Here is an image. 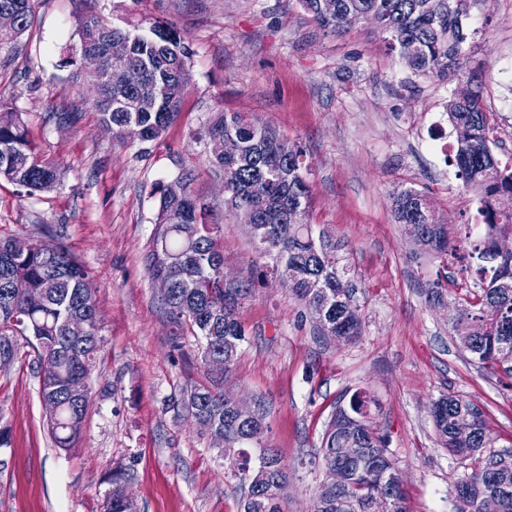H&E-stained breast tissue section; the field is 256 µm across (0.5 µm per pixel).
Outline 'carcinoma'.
Listing matches in <instances>:
<instances>
[{"label": "carcinoma", "instance_id": "carcinoma-1", "mask_svg": "<svg viewBox=\"0 0 512 512\" xmlns=\"http://www.w3.org/2000/svg\"><path fill=\"white\" fill-rule=\"evenodd\" d=\"M325 32L340 34L355 18L389 34V45L402 49L408 41L420 46V54L405 59L417 75L436 74L462 68V50L467 43L466 21L478 0H297ZM18 15V25L0 31V46L20 38L32 25L33 0H0V9ZM81 50L96 52L102 69L92 78L82 71L76 76L89 84H100L95 108L112 134L122 136L129 121L143 130V140L153 141L170 126L179 112L182 90L189 80L191 49L181 40L173 24L139 22L127 26L108 24L91 10L78 20ZM127 52L126 64L141 71L140 83L128 87L117 71H108L112 49ZM454 128L466 135L457 140L453 162L466 186L480 195V215L491 232L479 258L489 266L479 268L488 278L481 289L482 302L459 310L454 330L463 349L483 368L512 370V257L495 258L496 242L512 238V164L499 166L489 146L490 122L480 88L467 81L447 104ZM233 138L234 154L208 157L210 172L224 180L225 206L240 224L249 228L259 261L252 264L235 287L224 286V245L221 229L207 220L209 205L191 189L192 174L182 177L186 191L175 198L158 187L159 207L144 262L151 279L165 277L169 268H181L182 276L171 281L162 298L170 318L187 324L202 348L201 359L214 374L212 384L190 387L184 407L207 430H216L240 450L238 478L246 482L252 467L247 446L249 426L232 416V396L219 387L231 367L246 332L238 320V308L252 295L255 277L288 287L307 314L327 324L349 341L361 334L362 323L350 321L338 302L339 282L347 269L339 265L336 247L315 232L310 221L311 189L306 179L303 150L290 146L271 128L261 126L237 112H222L194 133L197 142ZM8 180L28 195L49 191L60 180L59 170L35 152L21 113L0 108V179ZM261 182L265 193L256 196L253 185ZM397 223L419 245L448 252V235L436 220L420 192L409 189L394 200ZM295 270L283 281L280 264ZM76 316L87 319L89 331L81 338L66 335V322ZM480 318L489 332L484 336L464 334L465 323ZM99 311L95 288L87 267L61 245L48 258L37 251H17L12 239H0V361L7 364L18 356V338L33 341L37 353L39 396L48 429L57 447L77 446L89 397L73 399L70 383L90 370L98 344ZM224 355V369L210 361ZM373 400L362 391L349 399V410H336L321 441V467L340 469L345 483L320 485L312 512H371L376 493L390 490L393 512H408L402 484H386L384 469L391 466L387 437L371 417ZM437 442L460 459L473 460L471 471L455 486L459 512H512V463L495 455L483 457L488 447L483 412L459 395H444L431 410ZM357 439L363 449L357 461H342V440ZM272 466L269 481L254 491L258 512H284V490L288 475L275 451L260 458ZM121 474L113 475L112 494L106 512H128L118 486Z\"/></svg>", "mask_w": 512, "mask_h": 512}]
</instances>
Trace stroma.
I'll list each match as a JSON object with an SVG mask.
<instances>
[{"label":"stroma","mask_w":512,"mask_h":512,"mask_svg":"<svg viewBox=\"0 0 512 512\" xmlns=\"http://www.w3.org/2000/svg\"><path fill=\"white\" fill-rule=\"evenodd\" d=\"M83 0H35L32 27L0 47V105L19 112L38 154L61 173L27 198L0 181V238L60 244L88 268L100 312L99 351L86 380L81 440L57 448L44 422L35 352L20 341L0 370V512H104L112 476L137 512H239L246 492L233 463L185 410L206 380L198 342L168 317L144 263L158 209L156 183L194 172L192 188L224 228V270L255 259L245 225L224 207V182L207 170L193 133L220 112L274 128L305 151L311 219L348 266L362 332L322 338L281 287L256 285L240 310L247 331L224 387L265 415V440L288 469L285 512H310L324 478V429L353 392L376 402L374 422L400 468L408 512H457L454 486L467 461L436 443L430 410L458 393L484 412L488 453L512 460V373L488 371L465 353L452 321L475 300L481 261L470 225L480 197L450 154L427 143L456 132L445 105L467 79L482 86L492 148L512 162V99L501 71L512 65V0L471 10L467 58L445 76L409 70L373 24L323 31L296 0H98L109 21H167L190 46L180 113L154 141L109 133L93 95L64 65L80 43ZM426 196L448 228L439 255L404 234L394 196Z\"/></svg>","instance_id":"35a3bbf8"}]
</instances>
